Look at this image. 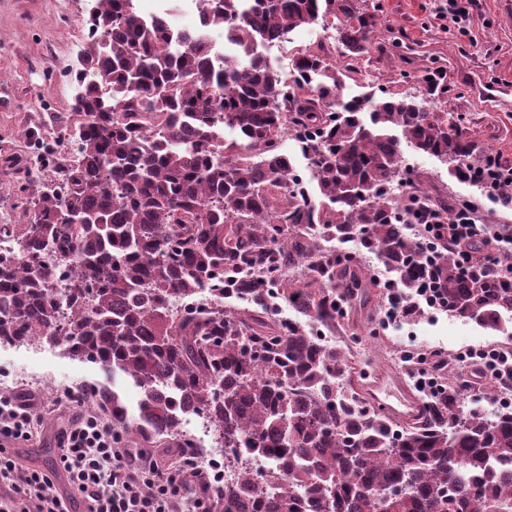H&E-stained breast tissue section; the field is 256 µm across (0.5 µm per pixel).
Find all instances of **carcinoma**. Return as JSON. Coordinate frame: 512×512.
Masks as SVG:
<instances>
[{
    "mask_svg": "<svg viewBox=\"0 0 512 512\" xmlns=\"http://www.w3.org/2000/svg\"><path fill=\"white\" fill-rule=\"evenodd\" d=\"M203 2L200 26L175 30L170 7L146 18L134 0H94L79 91L54 137L59 162L49 182L32 174L22 188L27 222L0 224V240L23 248L0 255V340L33 336L132 382L133 412L116 390L77 394L140 448L199 464L182 421L202 417L237 469L217 512H512V411L466 405L448 361L422 424L400 427L362 401L351 355L319 334L336 324L324 238L353 235L403 294L432 282L448 312L512 337V286L476 256L461 273L446 248L419 262L389 196L404 176L402 136L459 179L477 155L461 117L437 106L436 72L420 94L342 103L334 57L303 50L287 84L261 48L322 21L359 60L380 5ZM291 130L311 192L279 149ZM204 288L209 304L178 311ZM274 299L308 322L277 320Z\"/></svg>",
    "mask_w": 512,
    "mask_h": 512,
    "instance_id": "cac0c4a2",
    "label": "carcinoma"
}]
</instances>
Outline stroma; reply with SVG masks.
<instances>
[{
  "label": "stroma",
  "mask_w": 512,
  "mask_h": 512,
  "mask_svg": "<svg viewBox=\"0 0 512 512\" xmlns=\"http://www.w3.org/2000/svg\"><path fill=\"white\" fill-rule=\"evenodd\" d=\"M384 24L374 33L370 53L356 72L342 78L345 91L358 94L415 93L423 66L436 64L448 77L443 99L449 111L462 116V126L480 146L499 152L512 164V0H482L470 34L462 38L436 18L440 0H380ZM91 0H0V157L44 153L59 120L69 112L77 93L73 79L86 44L85 20ZM408 178L432 196L455 202L473 200L480 223L511 224L512 209L487 198L480 188L451 175L447 164L401 147ZM24 171L0 167V224H22L26 218L19 188ZM385 291L369 288L358 306H347L327 335L349 349L359 379L380 369L401 371L400 354L409 348H440L454 359L470 337L500 345L474 321L423 314L378 330ZM96 364L68 358L61 348L0 346V398L25 401L40 415L35 435L8 443L9 454L27 466L53 476L57 491L68 498L71 512H85L72 493L59 463L64 431L76 412L90 411L69 390L111 386Z\"/></svg>",
  "instance_id": "stroma-1"
}]
</instances>
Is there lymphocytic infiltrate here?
<instances>
[{
	"label": "lymphocytic infiltrate",
	"instance_id": "obj_1",
	"mask_svg": "<svg viewBox=\"0 0 512 512\" xmlns=\"http://www.w3.org/2000/svg\"><path fill=\"white\" fill-rule=\"evenodd\" d=\"M472 182L486 195L512 207V166L499 154L483 153L470 167ZM474 202H463L455 215L442 219L435 212L418 215L421 255L436 246L455 251L462 269H469V244L488 247L485 267L512 280V225L479 224ZM463 371L483 378L512 381V351L489 348L460 356ZM32 406L0 402V440H29L34 429ZM60 462L85 512H215V499H187L190 476L184 464L159 466L144 449L126 447L110 426L92 413L76 416L65 430ZM0 512H64L63 499L50 475L25 467L16 457L0 452Z\"/></svg>",
	"mask_w": 512,
	"mask_h": 512
}]
</instances>
